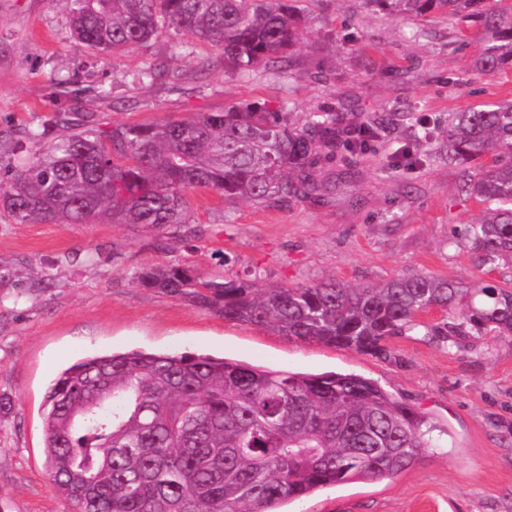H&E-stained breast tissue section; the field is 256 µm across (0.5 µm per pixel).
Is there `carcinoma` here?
I'll list each match as a JSON object with an SVG mask.
<instances>
[{
    "mask_svg": "<svg viewBox=\"0 0 512 512\" xmlns=\"http://www.w3.org/2000/svg\"><path fill=\"white\" fill-rule=\"evenodd\" d=\"M74 36L98 54L145 46L163 32L220 47L243 76L286 63L305 17L299 0H72ZM376 11L466 22L486 42L481 73L512 68V0H366ZM60 131L36 156L24 143ZM358 150L375 128H340L334 112L303 122L284 103L198 112L108 128L82 112H55L9 142L11 176L0 208L16 224H186L187 193L213 189L266 207L322 203V165L336 144ZM448 161L470 164L467 192L486 204L465 236L480 263L512 259V100L455 114ZM143 288L186 298L228 320L300 342L369 354L421 328L448 341L466 326L512 335V290L488 302L426 273L378 285L320 282L260 292L203 280L186 267L135 274ZM466 301L456 322L421 316ZM46 474L76 512H277L282 502L350 480L392 477L433 447L434 426L378 383L356 374L271 371L207 354L109 353L62 369L48 389Z\"/></svg>",
    "mask_w": 512,
    "mask_h": 512,
    "instance_id": "1",
    "label": "carcinoma"
}]
</instances>
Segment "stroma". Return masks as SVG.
I'll return each mask as SVG.
<instances>
[{"label": "stroma", "mask_w": 512, "mask_h": 512, "mask_svg": "<svg viewBox=\"0 0 512 512\" xmlns=\"http://www.w3.org/2000/svg\"><path fill=\"white\" fill-rule=\"evenodd\" d=\"M299 6L307 24L291 68L278 76L263 66L244 78L218 47L198 40L181 58L165 34L98 56L72 35V0H0L4 141L53 112L117 125L286 102L299 121L343 105L352 127L387 119L364 150L337 148L322 170L336 190L320 204L266 208L198 188L188 194V223L164 228L0 215V512H75L43 468L47 387L77 357L133 349L355 373L435 424L436 446L418 464L318 489L280 512H512V336H461L451 347L419 331L368 355L290 341L134 282L157 264L259 289L332 279L363 287L411 273L471 292L512 282V262L478 267L460 234L484 211L463 190L466 170L449 163L442 141L419 140L411 122L427 116L442 129L457 112L511 99L512 69L478 74L482 41H458L441 18L403 19L363 0ZM149 63L169 78L136 83Z\"/></svg>", "instance_id": "35a3bbf8"}]
</instances>
